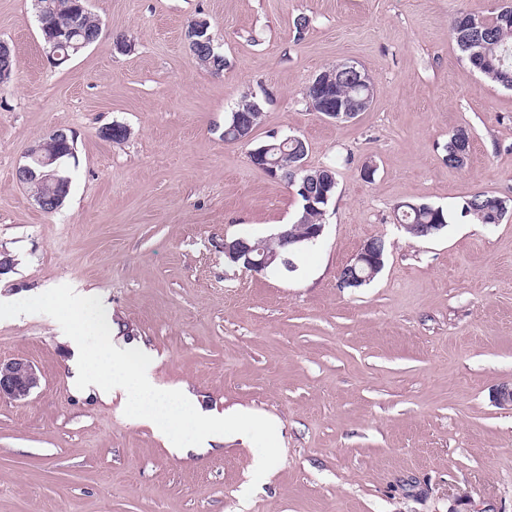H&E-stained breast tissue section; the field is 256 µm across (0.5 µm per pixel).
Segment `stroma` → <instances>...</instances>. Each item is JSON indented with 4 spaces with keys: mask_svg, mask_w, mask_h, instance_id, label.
Instances as JSON below:
<instances>
[{
    "mask_svg": "<svg viewBox=\"0 0 512 512\" xmlns=\"http://www.w3.org/2000/svg\"><path fill=\"white\" fill-rule=\"evenodd\" d=\"M497 5L90 0L98 41L55 66L34 0H0V40L17 60L0 82V253L11 260L0 296L67 284L100 297L115 341L149 351L158 383L187 385L220 414L276 418L282 448L257 486L241 442L174 454L118 402L71 390L53 318L0 319V360L41 374L28 403L0 399V512H512V408L495 401L512 383V215L493 226L459 211L479 191L512 199V90L449 36L458 14ZM197 18L224 53L221 74L188 49ZM345 61L375 98L336 123L310 109L306 88ZM249 95L263 101L254 143L300 136L307 167L336 172L323 236L290 273L224 259L225 237H270L300 210L294 187L224 140ZM115 124L125 141L103 137ZM460 126L471 140L456 168L445 145ZM55 128L75 157L64 205L46 213L15 170ZM404 202L443 208L447 226L410 237ZM373 237L387 245L382 271L339 287Z\"/></svg>",
    "mask_w": 512,
    "mask_h": 512,
    "instance_id": "35a3bbf8",
    "label": "stroma"
}]
</instances>
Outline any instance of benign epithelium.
Listing matches in <instances>:
<instances>
[{
    "mask_svg": "<svg viewBox=\"0 0 512 512\" xmlns=\"http://www.w3.org/2000/svg\"><path fill=\"white\" fill-rule=\"evenodd\" d=\"M189 44L194 50L213 48V36L210 33V23L206 19H196L191 22L188 31ZM48 45L47 58L52 63L60 65L77 54L87 46V43L65 41L56 35L45 34ZM13 70L12 50L8 44L0 42V78L11 75ZM346 78L353 79L364 90V96L359 99L338 97L334 95L336 87ZM310 85L324 92V108L321 114L329 120L336 122L352 121L359 113L370 107L374 100L375 90L367 73L350 62L339 63L315 75ZM260 112H236L229 128V132L239 143L250 144L253 134L261 122ZM70 136L64 129H53L46 136L30 143L25 152V162L18 166L15 172L16 179L21 184L36 183L48 187L45 194L35 195L39 207L52 213L58 209V204L69 192V179L61 174V161L63 156H74V150L69 148ZM54 142L67 147V150L58 153L45 151L46 143ZM271 147L261 145L249 151V159L253 166L263 170L269 176L276 178L278 172L287 169L292 174L291 184H300V192L305 199V206L310 207L318 202L326 201L329 192L336 187V179L332 174H312L305 165V159L296 158L293 161L272 159L269 157ZM324 225L315 224L308 232L300 237L288 225H281L275 237L287 244L307 243L314 245L321 238ZM253 246L242 236L238 238H224V259L236 266H241L254 272H276L278 268L287 271L294 270V264L287 256H278L269 253L260 259L252 257ZM362 268L367 271L365 281H370L381 269V255L376 243L367 241L356 253L352 261L343 267L339 275V282L343 285L356 282V270ZM40 386V376L32 364L22 359L0 362V399L5 398L14 403L28 401L35 389Z\"/></svg>",
    "mask_w": 512,
    "mask_h": 512,
    "instance_id": "1",
    "label": "benign epithelium"
}]
</instances>
